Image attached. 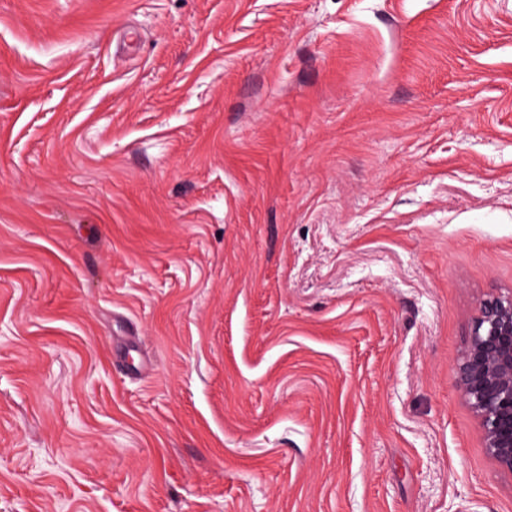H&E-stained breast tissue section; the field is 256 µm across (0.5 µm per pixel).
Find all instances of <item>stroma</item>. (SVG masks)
<instances>
[{
  "label": "stroma",
  "mask_w": 512,
  "mask_h": 512,
  "mask_svg": "<svg viewBox=\"0 0 512 512\" xmlns=\"http://www.w3.org/2000/svg\"><path fill=\"white\" fill-rule=\"evenodd\" d=\"M491 291L512 0H0V512H512ZM455 385L478 421L486 452L512 473V293L480 301Z\"/></svg>",
  "instance_id": "1"
}]
</instances>
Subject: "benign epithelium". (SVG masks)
<instances>
[{
  "label": "benign epithelium",
  "instance_id": "benign-epithelium-1",
  "mask_svg": "<svg viewBox=\"0 0 512 512\" xmlns=\"http://www.w3.org/2000/svg\"><path fill=\"white\" fill-rule=\"evenodd\" d=\"M455 385L478 421L486 452L512 473V293L480 301Z\"/></svg>",
  "mask_w": 512,
  "mask_h": 512
}]
</instances>
